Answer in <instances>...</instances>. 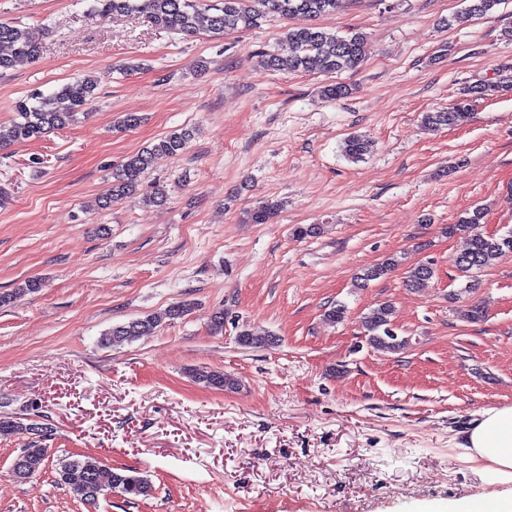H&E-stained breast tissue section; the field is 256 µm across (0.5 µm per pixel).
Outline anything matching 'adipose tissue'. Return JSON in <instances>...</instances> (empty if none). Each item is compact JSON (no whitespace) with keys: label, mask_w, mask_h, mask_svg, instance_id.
I'll return each mask as SVG.
<instances>
[{"label":"adipose tissue","mask_w":512,"mask_h":512,"mask_svg":"<svg viewBox=\"0 0 512 512\" xmlns=\"http://www.w3.org/2000/svg\"><path fill=\"white\" fill-rule=\"evenodd\" d=\"M470 459L493 483H512V405L479 412L465 433Z\"/></svg>","instance_id":"1"}]
</instances>
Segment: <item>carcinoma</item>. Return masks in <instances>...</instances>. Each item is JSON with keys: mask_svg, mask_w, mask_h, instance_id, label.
Masks as SVG:
<instances>
[{"mask_svg": "<svg viewBox=\"0 0 512 512\" xmlns=\"http://www.w3.org/2000/svg\"><path fill=\"white\" fill-rule=\"evenodd\" d=\"M349 0H93L91 13L100 20L113 15L136 12L146 16L157 28L184 36H193L202 31L222 33L224 31L250 30L261 25L271 15L288 17L302 14L319 18L344 7ZM502 0H471L465 12L448 20V24L462 23L472 16H486L495 11ZM0 46H7L11 55H0V69L13 65L14 59H33L38 53V43L33 33L14 22H0ZM281 48L288 53V61L296 70L307 73H338L355 69L363 62L366 39L360 33L338 36L313 25L289 29L280 37ZM97 79L85 76L61 85L56 91L45 95L33 91L18 99L15 105L17 118L11 137L15 142L36 140L51 129L64 127L77 120V116L95 95ZM512 89V75H505L495 82L481 83L467 89L466 96L443 112H427L423 122L428 126H459L471 115V100ZM190 139L187 130L174 132L158 142L130 155L113 173L112 201L116 202L137 193L142 177L152 157L157 153L177 155L184 150ZM371 144L362 135H351L345 141L346 155L359 161L370 151ZM281 200L266 199L250 212L253 224H269L283 209ZM482 220V211L475 209L466 213L457 224L448 225V235L463 234L466 247L457 255L456 267L460 276L472 278L474 274L492 265L496 260L512 253V232L506 235L480 234L475 226ZM398 266V261L388 258L356 277L357 287L381 279ZM435 276L430 262H419L407 272L405 285L415 290L429 286ZM41 288V283L28 280L12 293L0 294V306L26 293ZM191 311L190 304L181 302L168 307L161 314H148L112 326L103 334L102 343L118 345L140 336H150L163 320H175ZM395 309L389 302L373 308L364 320L368 342L390 353L404 350L408 340L396 333ZM239 344L248 348H260L276 341L268 334L260 336L243 329L238 334ZM196 382L217 390L234 388V381L217 370L196 369L192 371ZM0 434L24 435L29 438L28 447L13 459L11 472L23 482L45 467L48 449L42 441L53 435V428L36 421L23 422L19 417L0 416ZM56 482L79 496L86 503L94 504L100 496L118 492L129 498L151 495L150 480L133 469L113 468L86 458L70 456L58 463Z\"/></svg>", "mask_w": 512, "mask_h": 512, "instance_id": "carcinoma-1", "label": "carcinoma"}]
</instances>
